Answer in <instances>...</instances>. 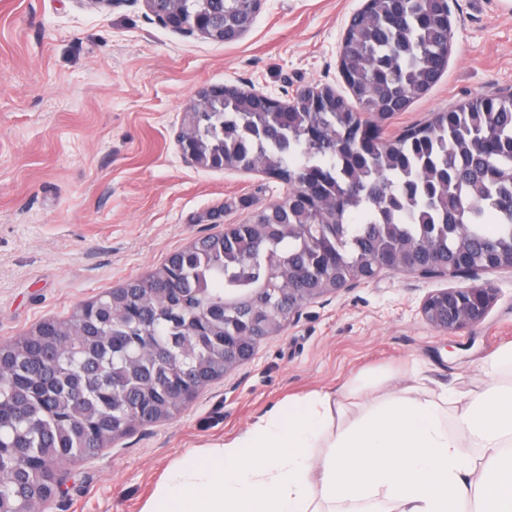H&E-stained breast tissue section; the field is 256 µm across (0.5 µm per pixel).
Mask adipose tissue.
<instances>
[{"label": "adipose tissue", "instance_id": "obj_1", "mask_svg": "<svg viewBox=\"0 0 512 512\" xmlns=\"http://www.w3.org/2000/svg\"><path fill=\"white\" fill-rule=\"evenodd\" d=\"M507 370L512 349L465 405L450 389L436 402L395 392L344 426L339 395L312 392L184 456L143 512H512V385L496 381Z\"/></svg>", "mask_w": 512, "mask_h": 512}]
</instances>
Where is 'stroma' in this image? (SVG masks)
Wrapping results in <instances>:
<instances>
[{"label":"stroma","instance_id":"stroma-1","mask_svg":"<svg viewBox=\"0 0 512 512\" xmlns=\"http://www.w3.org/2000/svg\"><path fill=\"white\" fill-rule=\"evenodd\" d=\"M366 0H265L240 39L219 43L161 26L142 0H0V341L145 277L192 242L274 204L282 184L202 169L179 149L183 112L204 85L347 87L339 44ZM454 38L440 80L384 126L392 138L480 95L512 92V6L448 0ZM500 293L484 323L446 335L425 296L466 278L388 273L304 304L253 359L203 388L175 419L64 464L48 512H142L187 453L229 442L276 405L363 379L338 424L412 386L458 399L478 366L512 346V271L482 273Z\"/></svg>","mask_w":512,"mask_h":512}]
</instances>
